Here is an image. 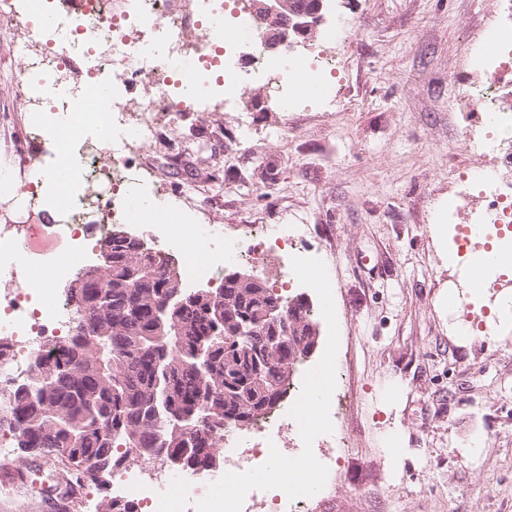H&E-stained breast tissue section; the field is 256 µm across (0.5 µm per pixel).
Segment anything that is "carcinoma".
Instances as JSON below:
<instances>
[{"instance_id": "cac0c4a2", "label": "carcinoma", "mask_w": 512, "mask_h": 512, "mask_svg": "<svg viewBox=\"0 0 512 512\" xmlns=\"http://www.w3.org/2000/svg\"><path fill=\"white\" fill-rule=\"evenodd\" d=\"M199 292L120 230L102 276L87 272L65 289L78 311L71 338L34 355V375L0 401V432L25 453L58 459L71 509L84 486L109 487L127 448L143 461L184 454L181 473L213 471L215 432L273 411L297 360L318 347L306 302L284 313L245 269L228 268L214 297ZM172 294L181 305L160 314ZM267 307L291 328L276 346L268 344L276 330L261 325ZM182 416L194 433L177 428Z\"/></svg>"}]
</instances>
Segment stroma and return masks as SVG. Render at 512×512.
I'll use <instances>...</instances> for the list:
<instances>
[{
	"instance_id": "35a3bbf8",
	"label": "stroma",
	"mask_w": 512,
	"mask_h": 512,
	"mask_svg": "<svg viewBox=\"0 0 512 512\" xmlns=\"http://www.w3.org/2000/svg\"><path fill=\"white\" fill-rule=\"evenodd\" d=\"M491 0H336L356 38L338 43L336 104L323 116L270 108L258 86L242 127L234 105L200 104L179 137L163 134L173 162L150 196L183 194L202 224H302L306 253L335 282L336 361L345 373L350 443L331 489L309 512H512V327L478 322L464 291L471 257L456 254L448 213L456 132L454 67L479 36ZM0 24V134L23 138L35 167L56 150L25 140L27 110L4 74ZM402 452L392 456L390 434ZM40 457L13 448L0 467L26 481L0 485V512H59L33 487Z\"/></svg>"
}]
</instances>
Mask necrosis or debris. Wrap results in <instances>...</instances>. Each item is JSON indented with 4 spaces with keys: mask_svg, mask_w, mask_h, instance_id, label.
<instances>
[{
    "mask_svg": "<svg viewBox=\"0 0 512 512\" xmlns=\"http://www.w3.org/2000/svg\"><path fill=\"white\" fill-rule=\"evenodd\" d=\"M228 0H0V23L19 31L12 55L28 65L26 79L17 81L19 96L31 108L30 124L42 141L65 150L76 161L78 173L96 162L83 139L85 128L110 131L111 161L86 203L75 188H60L62 217L49 224L51 238L65 250L42 275L44 293L35 295L23 286L0 290V335L21 339L28 351L46 340L66 342L75 311L58 287L72 264L95 255L112 233V221L143 224L145 242L165 255L177 250L184 257L174 275L184 287L221 281L230 263L266 268L276 264L271 283L286 305H293L290 285L297 278L291 259L300 255L302 227L298 224H246L234 234L224 229L204 231L202 225L178 223L180 210L166 215L154 208L133 211L120 185L131 192L151 186L160 162V118L172 112H191L200 100L238 101L243 85L262 82L274 92L278 111H297L305 91L292 81V63L302 62L317 78L343 69L336 53L337 36H350V28H328L322 48L303 54L282 44L270 48L265 22L253 15H235ZM485 32L473 44L469 58L458 65L464 105L456 112L457 135L451 148L457 175L448 194V216L458 222L459 248L481 251L487 236L475 232L478 224H492L498 238L512 232V193L500 192L512 181V5H495L484 20ZM256 67L251 74L234 66L241 54ZM89 59L81 85L70 86L66 75L77 58ZM142 87L138 105H131L129 86ZM0 155L8 159L14 179L0 184V194L16 200L26 211L39 209L37 180L48 170H34L31 155L14 137H0ZM296 422L286 410L245 426L218 431L224 448V469L243 472L262 465L270 447L287 451L288 438L298 435ZM118 494L136 499L157 512L159 495L171 483L161 467L125 470L114 476Z\"/></svg>",
    "mask_w": 512,
    "mask_h": 512,
    "instance_id": "1",
    "label": "necrosis or debris"
}]
</instances>
